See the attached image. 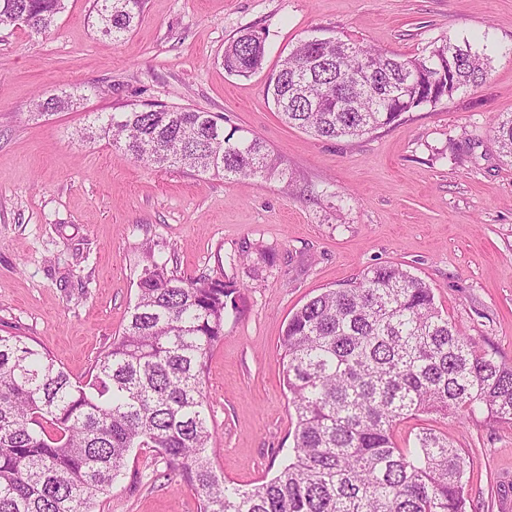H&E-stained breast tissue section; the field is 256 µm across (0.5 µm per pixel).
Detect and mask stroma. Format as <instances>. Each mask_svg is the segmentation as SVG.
Listing matches in <instances>:
<instances>
[{"instance_id":"1","label":"stroma","mask_w":512,"mask_h":512,"mask_svg":"<svg viewBox=\"0 0 512 512\" xmlns=\"http://www.w3.org/2000/svg\"><path fill=\"white\" fill-rule=\"evenodd\" d=\"M93 0H66L51 31L0 29V334L45 348L76 380L121 333L146 250L185 277L233 282L237 307L209 359L204 394L218 475L273 478L295 418L280 336L328 288L387 262L429 284L443 313L512 363V161L493 128L512 113V0H145L116 43L92 27ZM265 30V59L228 75L225 46ZM347 35L413 54L468 41L490 69L477 87L354 139L285 125L265 86L301 37ZM73 94L40 115L38 95ZM223 114L274 153L285 179L241 182L157 170L81 138L96 112L142 102ZM472 463L469 512H512V424L421 416ZM92 512H200L152 448H136Z\"/></svg>"}]
</instances>
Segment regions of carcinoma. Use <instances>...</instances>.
Instances as JSON below:
<instances>
[{
  "label": "carcinoma",
  "mask_w": 512,
  "mask_h": 512,
  "mask_svg": "<svg viewBox=\"0 0 512 512\" xmlns=\"http://www.w3.org/2000/svg\"><path fill=\"white\" fill-rule=\"evenodd\" d=\"M144 0H94L96 26L116 43ZM65 0H0V28L48 32ZM265 40L238 36L224 70L247 77ZM489 58L444 39L421 52H383L336 36L304 38L266 86L281 120L315 137L358 138L479 86ZM41 114L71 96L32 103ZM99 135L130 158L201 175L268 178L278 162L263 140L224 129V115L144 104L95 114ZM512 158V114L497 122ZM121 334L86 381H73L22 337L0 334V512H92L135 448H154L193 489L200 512H467L470 457L428 426L402 448L395 428L424 414L479 411L512 424V364L477 345L435 302L433 288L396 263L328 288L289 317L280 339L292 446L270 480L242 489L214 470L203 381L236 307L233 284L178 277L146 249Z\"/></svg>",
  "instance_id": "1"
}]
</instances>
